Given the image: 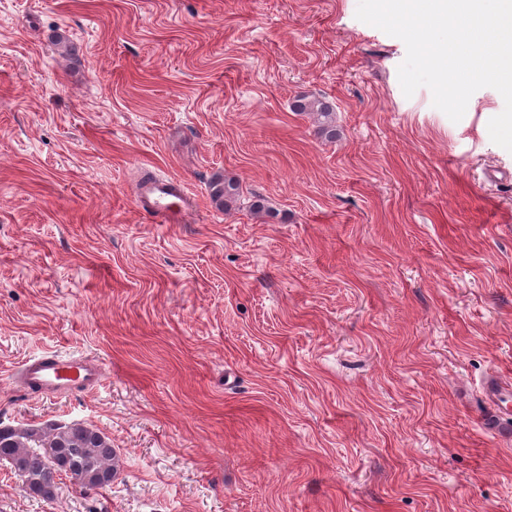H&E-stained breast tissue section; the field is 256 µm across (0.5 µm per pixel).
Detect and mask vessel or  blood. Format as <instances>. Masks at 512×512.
Returning a JSON list of instances; mask_svg holds the SVG:
<instances>
[{"label": "vessel or blood", "instance_id": "obj_1", "mask_svg": "<svg viewBox=\"0 0 512 512\" xmlns=\"http://www.w3.org/2000/svg\"><path fill=\"white\" fill-rule=\"evenodd\" d=\"M182 197L180 184L155 178L136 193L135 203L139 208L158 212L165 223L180 224L184 221ZM15 378L20 385L35 387L42 392H67L76 387L93 389L101 386L104 369L88 357L47 353L23 363Z\"/></svg>", "mask_w": 512, "mask_h": 512}]
</instances>
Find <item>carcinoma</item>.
Segmentation results:
<instances>
[{
  "label": "carcinoma",
  "mask_w": 512,
  "mask_h": 512,
  "mask_svg": "<svg viewBox=\"0 0 512 512\" xmlns=\"http://www.w3.org/2000/svg\"><path fill=\"white\" fill-rule=\"evenodd\" d=\"M296 112L316 116L318 133L336 138L335 112L322 100L300 98L293 103ZM213 203L226 211L237 208L242 197L239 183L218 175L209 186ZM116 449L99 430L83 425L50 424L43 427H0V461H6L19 476L24 490L44 500L56 496L54 478L69 476L81 489H101L117 475Z\"/></svg>",
  "instance_id": "carcinoma-1"
}]
</instances>
